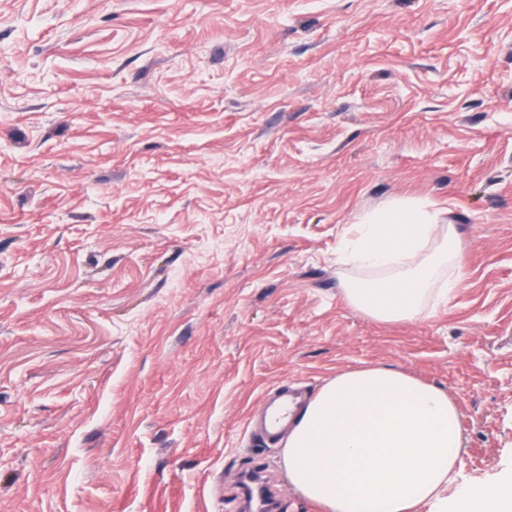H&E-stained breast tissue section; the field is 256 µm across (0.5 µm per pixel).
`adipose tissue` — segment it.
Here are the masks:
<instances>
[{
    "label": "adipose tissue",
    "mask_w": 512,
    "mask_h": 512,
    "mask_svg": "<svg viewBox=\"0 0 512 512\" xmlns=\"http://www.w3.org/2000/svg\"><path fill=\"white\" fill-rule=\"evenodd\" d=\"M438 211L396 200L362 215L342 251L369 269L346 281V303L382 323L420 317L445 300L446 269H461L453 227ZM461 452L458 408L446 390L390 367L345 370L296 416L283 463L288 481L326 512H512V477L475 484L456 499L446 491Z\"/></svg>",
    "instance_id": "obj_1"
}]
</instances>
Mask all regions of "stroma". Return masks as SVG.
I'll return each mask as SVG.
<instances>
[{
	"mask_svg": "<svg viewBox=\"0 0 512 512\" xmlns=\"http://www.w3.org/2000/svg\"><path fill=\"white\" fill-rule=\"evenodd\" d=\"M446 210L447 302L348 306L349 224ZM448 391L512 475V0H0V512H240L284 382Z\"/></svg>",
	"mask_w": 512,
	"mask_h": 512,
	"instance_id": "stroma-1",
	"label": "stroma"
}]
</instances>
